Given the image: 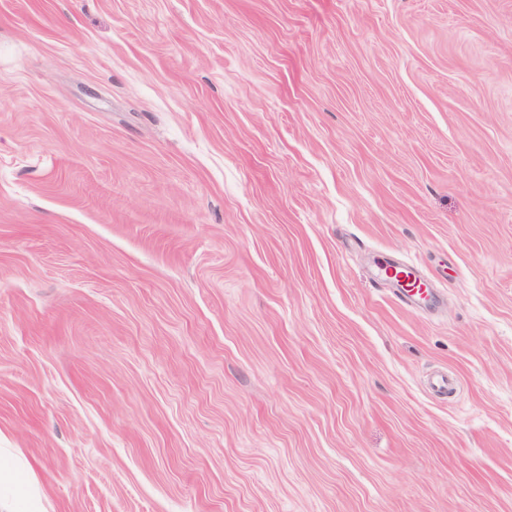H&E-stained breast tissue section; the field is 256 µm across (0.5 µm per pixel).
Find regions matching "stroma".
Instances as JSON below:
<instances>
[{
    "instance_id": "1",
    "label": "stroma",
    "mask_w": 512,
    "mask_h": 512,
    "mask_svg": "<svg viewBox=\"0 0 512 512\" xmlns=\"http://www.w3.org/2000/svg\"><path fill=\"white\" fill-rule=\"evenodd\" d=\"M0 448L45 512H512V0H0ZM397 270L402 278L395 276ZM376 281H387L396 288L397 296L400 301L406 305H410L416 301H424L430 297L433 288H430L429 281L418 273V271L410 265L385 263L378 264Z\"/></svg>"
}]
</instances>
